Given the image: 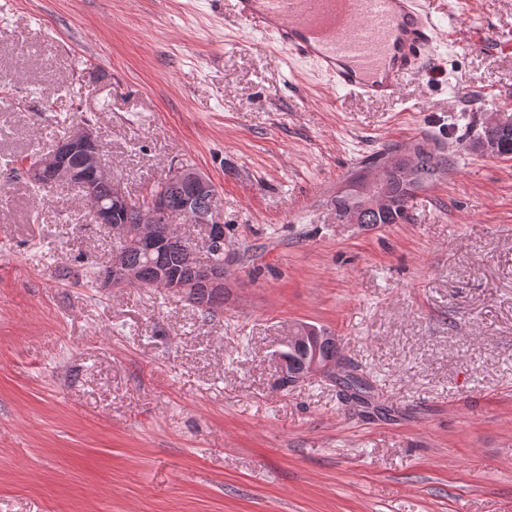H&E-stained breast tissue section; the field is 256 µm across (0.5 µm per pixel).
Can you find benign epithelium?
Listing matches in <instances>:
<instances>
[{"instance_id":"7a95c632","label":"benign epithelium","mask_w":512,"mask_h":512,"mask_svg":"<svg viewBox=\"0 0 512 512\" xmlns=\"http://www.w3.org/2000/svg\"><path fill=\"white\" fill-rule=\"evenodd\" d=\"M485 128L487 136L479 141L478 146L482 151L497 156L499 137L512 131V121L503 122L498 117H492L486 121ZM73 157L79 160V165L72 164ZM412 159L413 151L410 150L390 160L385 168L376 169L364 178L346 184L343 190L357 200L358 206L340 215L334 212L328 214L327 222L343 228L354 227L359 225V214L362 212L389 210L393 206V199L384 184L385 176L392 173L399 181L406 179ZM28 176L32 182L48 188L60 182L83 183L88 209L100 222L107 220L115 209L133 214L131 224L108 225L118 247L112 251L111 262L100 275L103 287L142 285L140 270L127 262L126 246L137 245L149 254L167 241H177L182 245V265L191 272V277L186 280L161 272L154 285L182 294L189 293L196 303L203 306L209 293H224V266L200 260L195 247L184 239L178 225L166 222L169 190L158 192L147 204H132L119 185L112 181L101 141L90 126L82 124L73 127L49 151L39 153L37 162L28 168ZM101 181L112 183V194L108 198L96 194L95 187ZM168 184L170 190L183 192L184 214L188 220L204 226L207 242H222L223 218L211 180L196 168L185 166L171 171ZM289 342L307 349V359L302 369L290 370L288 361L280 358L284 378L288 382H297L310 374L329 379L336 377V360L323 353V346L331 342L326 332L301 323L296 326L294 335L289 337Z\"/></svg>"}]
</instances>
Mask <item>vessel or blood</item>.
Listing matches in <instances>:
<instances>
[{
    "mask_svg": "<svg viewBox=\"0 0 512 512\" xmlns=\"http://www.w3.org/2000/svg\"><path fill=\"white\" fill-rule=\"evenodd\" d=\"M238 21L349 95L395 96L440 37L424 0H233Z\"/></svg>",
    "mask_w": 512,
    "mask_h": 512,
    "instance_id": "obj_1",
    "label": "vessel or blood"
}]
</instances>
